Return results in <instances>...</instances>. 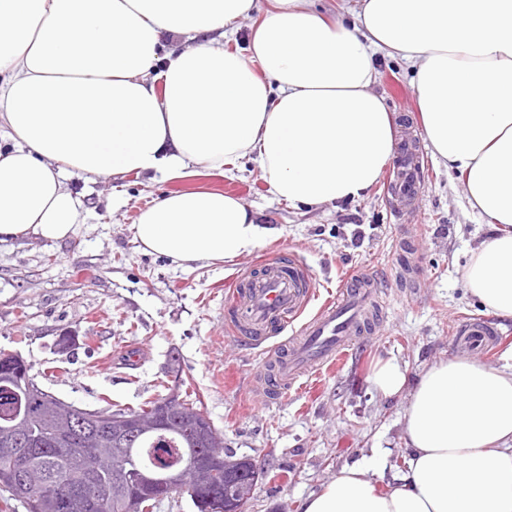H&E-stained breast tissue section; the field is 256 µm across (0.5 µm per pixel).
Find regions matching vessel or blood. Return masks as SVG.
I'll list each match as a JSON object with an SVG mask.
<instances>
[{
    "mask_svg": "<svg viewBox=\"0 0 512 512\" xmlns=\"http://www.w3.org/2000/svg\"><path fill=\"white\" fill-rule=\"evenodd\" d=\"M416 171V162L402 160L392 193L403 200L413 198ZM258 265L261 275L249 288L232 284L233 317L225 330L266 343L261 361L264 373L257 377L255 391L261 405L270 407L283 390L334 367L355 343L375 331L380 301L374 278L361 273L346 280L335 298L310 314L306 311L312 298L308 274L288 271L275 258L259 260ZM501 336L490 319H470L456 328L452 341L467 352L487 353L496 348Z\"/></svg>",
    "mask_w": 512,
    "mask_h": 512,
    "instance_id": "1",
    "label": "vessel or blood"
}]
</instances>
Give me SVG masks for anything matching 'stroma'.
I'll use <instances>...</instances> for the list:
<instances>
[{
    "mask_svg": "<svg viewBox=\"0 0 512 512\" xmlns=\"http://www.w3.org/2000/svg\"><path fill=\"white\" fill-rule=\"evenodd\" d=\"M376 64L373 89L396 132L423 135L412 62L380 54ZM425 162L413 211L396 203L382 179L358 200L292 207L271 194L251 158L222 173L174 179L141 174L90 185L69 178L88 207L72 237L0 243V350L49 371L42 387L83 408L108 401L135 408L163 383L197 396L225 445L264 472L247 512H295L340 466L374 448L386 449L391 469L402 470L403 401L373 391L372 368L393 357L412 377L440 355H458L454 328L485 314L463 270L495 232L471 207L459 173L430 155ZM200 188L239 192L271 235L253 255L189 268L138 249L131 226L142 209L158 196ZM271 253L300 261L322 301L345 276L372 275L382 330L355 344L344 367L317 388L285 391L266 411L252 392L257 350L224 331L233 316L224 292ZM132 347L139 362L129 359Z\"/></svg>",
    "mask_w": 512,
    "mask_h": 512,
    "instance_id": "obj_1",
    "label": "stroma"
}]
</instances>
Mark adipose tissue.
Returning <instances> with one entry per match:
<instances>
[{"label": "adipose tissue", "mask_w": 512, "mask_h": 512, "mask_svg": "<svg viewBox=\"0 0 512 512\" xmlns=\"http://www.w3.org/2000/svg\"><path fill=\"white\" fill-rule=\"evenodd\" d=\"M0 0V242L70 238L85 182L223 170L254 158L273 195L362 197L396 148L373 92L375 56L417 62L433 155L498 227L465 270L487 312L512 318V0H358L328 22L307 0ZM259 21L246 53L217 32ZM204 42L164 52V36ZM143 252L190 267L252 253L271 234L242 200L169 193L133 226ZM372 389L403 401L408 462L374 448L297 512H512V365L439 357L408 379L379 361Z\"/></svg>", "instance_id": "ef3b65f1"}]
</instances>
